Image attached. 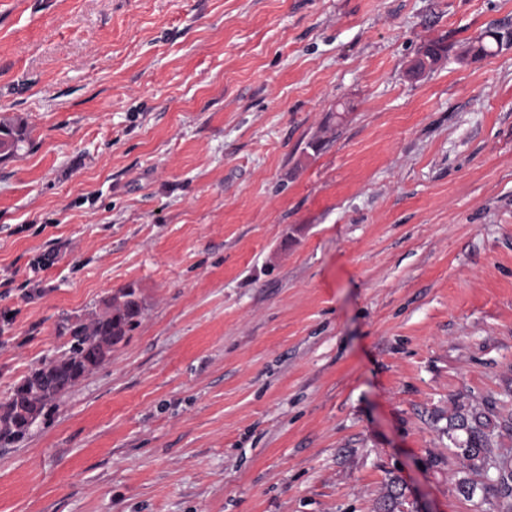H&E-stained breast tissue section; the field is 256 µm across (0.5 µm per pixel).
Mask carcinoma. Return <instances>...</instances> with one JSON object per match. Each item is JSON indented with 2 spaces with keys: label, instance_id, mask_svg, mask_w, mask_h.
Segmentation results:
<instances>
[{
  "label": "carcinoma",
  "instance_id": "obj_1",
  "mask_svg": "<svg viewBox=\"0 0 512 512\" xmlns=\"http://www.w3.org/2000/svg\"><path fill=\"white\" fill-rule=\"evenodd\" d=\"M21 141L20 129L0 123V151L6 153ZM144 304L138 288L127 284L112 293L102 312L76 320L69 328V347L59 356L40 363L15 384L0 403V443L23 440L32 425L47 416L56 401L80 379L97 370L140 324ZM512 437V412L503 413L494 399L483 408H456L449 417L450 456L462 468L481 478V484L462 479L458 490L472 499L481 490V504L491 512H512V452L493 451L496 438ZM402 488L391 481L379 506L382 512H396L402 505Z\"/></svg>",
  "mask_w": 512,
  "mask_h": 512
}]
</instances>
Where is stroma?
<instances>
[{
	"mask_svg": "<svg viewBox=\"0 0 512 512\" xmlns=\"http://www.w3.org/2000/svg\"><path fill=\"white\" fill-rule=\"evenodd\" d=\"M492 31L512 0H0V402L145 307L0 445V512H375L392 477L478 512L446 429L512 389V44L458 58ZM104 305L102 312L76 320L69 328V347L33 368L0 403V443L23 440L57 400L110 359L140 324L144 304L134 284L118 288Z\"/></svg>",
	"mask_w": 512,
	"mask_h": 512,
	"instance_id": "obj_1",
	"label": "stroma"
}]
</instances>
